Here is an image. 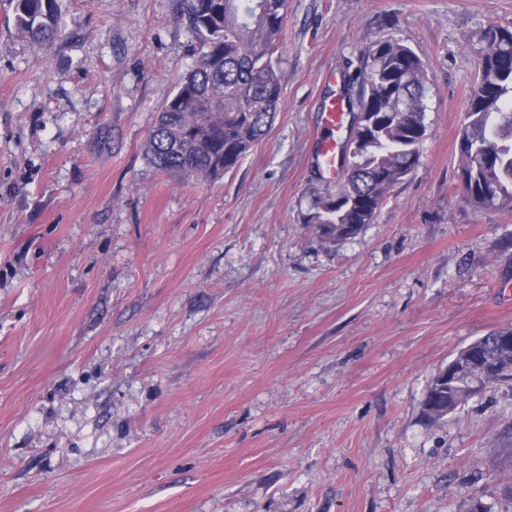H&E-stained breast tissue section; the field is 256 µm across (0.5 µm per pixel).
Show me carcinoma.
Instances as JSON below:
<instances>
[{"label":"carcinoma","instance_id":"cac0c4a2","mask_svg":"<svg viewBox=\"0 0 512 512\" xmlns=\"http://www.w3.org/2000/svg\"><path fill=\"white\" fill-rule=\"evenodd\" d=\"M288 0H186L184 16L201 57L164 104L145 143L155 169L216 181L236 168L271 126L280 102V33ZM20 36L52 42L60 32L58 0H15ZM475 80L458 141V177L475 211H512V31L489 25L470 43ZM357 105L368 136L348 159L336 193L316 201L308 223L335 242L357 235L391 190L420 162L426 135L427 75L419 56L395 38L361 53ZM477 338L486 362L503 360L500 336ZM470 381L432 387L450 411L468 400Z\"/></svg>","mask_w":512,"mask_h":512}]
</instances>
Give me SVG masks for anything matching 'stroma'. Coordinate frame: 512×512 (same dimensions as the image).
Instances as JSON below:
<instances>
[{
    "label": "stroma",
    "mask_w": 512,
    "mask_h": 512,
    "mask_svg": "<svg viewBox=\"0 0 512 512\" xmlns=\"http://www.w3.org/2000/svg\"><path fill=\"white\" fill-rule=\"evenodd\" d=\"M182 3L61 0L44 45L0 0V512H512V387L422 415L512 325V212L457 178L467 46L512 0H288L281 110L214 183L143 153L201 54ZM389 37L420 163L328 242L319 114Z\"/></svg>",
    "instance_id": "stroma-1"
}]
</instances>
